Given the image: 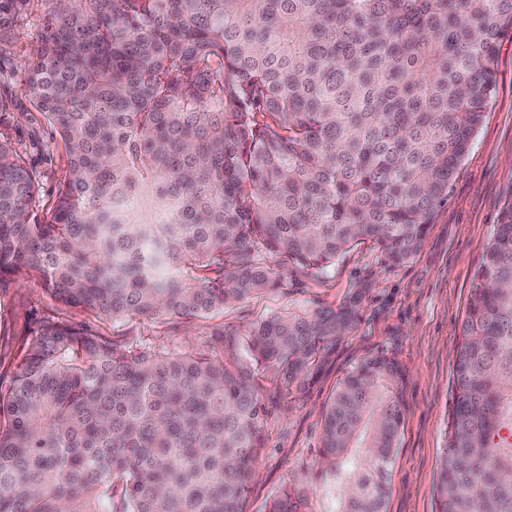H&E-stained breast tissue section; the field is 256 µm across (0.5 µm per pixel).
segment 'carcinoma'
I'll list each match as a JSON object with an SVG mask.
<instances>
[{
	"label": "carcinoma",
	"mask_w": 512,
	"mask_h": 512,
	"mask_svg": "<svg viewBox=\"0 0 512 512\" xmlns=\"http://www.w3.org/2000/svg\"><path fill=\"white\" fill-rule=\"evenodd\" d=\"M24 90L65 148L55 201L0 135V285L18 273L114 338L51 321L0 393V512H250L268 410L303 397L357 325L336 308L253 322L252 369L121 342L322 272L355 243L415 254L494 89L512 0H49ZM384 352L322 425L330 512H385L405 415ZM435 512H512V202L453 359ZM303 487L268 512H308Z\"/></svg>",
	"instance_id": "1"
}]
</instances>
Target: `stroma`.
<instances>
[{
	"instance_id": "obj_1",
	"label": "stroma",
	"mask_w": 512,
	"mask_h": 512,
	"mask_svg": "<svg viewBox=\"0 0 512 512\" xmlns=\"http://www.w3.org/2000/svg\"><path fill=\"white\" fill-rule=\"evenodd\" d=\"M47 0H31L22 15L0 20V91L10 98V120L0 134L11 141L39 187L38 205L55 200L67 157L23 89L28 55L42 33ZM512 202V24L498 42L495 86L471 149L450 184L449 200L428 226L420 250L402 264L390 262L366 241L322 272L289 267L278 291L225 308L222 315L167 332L154 320L132 323L127 341L149 346L216 349L225 364L248 365L243 332L276 313L337 307L362 292L359 321L320 368L303 399L280 393L272 374L255 377L269 410L265 447L251 492L252 512L288 484L304 480L310 512H329L319 465L324 412L345 375L364 357L384 352L405 370L404 422L393 456L386 512H433L434 486L451 406L452 366L461 322L471 300L473 274L499 213ZM66 321L108 336L109 323L69 308L25 276L0 288V388H7L30 343L47 321Z\"/></svg>"
}]
</instances>
